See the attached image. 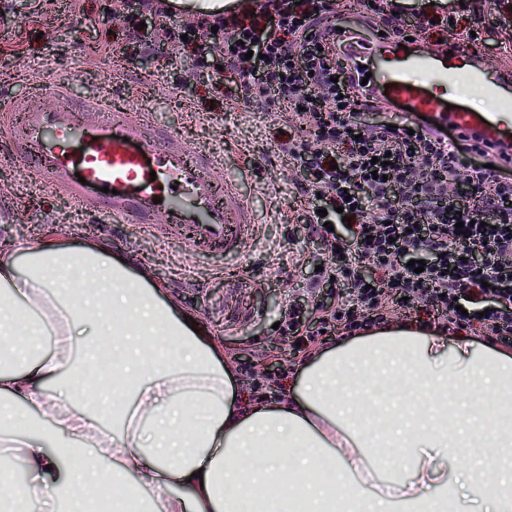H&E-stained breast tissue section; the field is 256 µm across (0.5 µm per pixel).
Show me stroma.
Masks as SVG:
<instances>
[{
    "label": "stroma",
    "instance_id": "1",
    "mask_svg": "<svg viewBox=\"0 0 512 512\" xmlns=\"http://www.w3.org/2000/svg\"><path fill=\"white\" fill-rule=\"evenodd\" d=\"M112 0H0V84L24 97L59 77L72 83V98L117 100L151 113L157 126L178 132L198 151H221L229 174L250 193L260 224L258 242L238 260L224 262L190 254L177 244L126 233L98 223L42 183L30 179L0 144V241L56 236L77 250L103 241L127 250L135 264L148 267L166 285L196 326L224 345L234 367L238 395L249 403L245 372L257 353L282 359L267 366L269 376H294L308 353L291 355L275 328L287 305L311 308L332 303L337 285L317 284L315 267L328 258L326 246L308 229L307 213L295 188L300 166L274 136L275 116L244 111L237 75L210 74L193 55L169 60L167 53L142 56L124 39L127 17L112 13ZM500 17L489 5L473 2L460 29L479 30L473 46L489 64L504 57L493 28Z\"/></svg>",
    "mask_w": 512,
    "mask_h": 512
}]
</instances>
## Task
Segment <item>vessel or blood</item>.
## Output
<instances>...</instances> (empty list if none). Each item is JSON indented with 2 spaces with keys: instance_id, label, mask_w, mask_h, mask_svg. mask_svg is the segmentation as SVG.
I'll return each instance as SVG.
<instances>
[{
  "instance_id": "b4317fda",
  "label": "vessel or blood",
  "mask_w": 512,
  "mask_h": 512,
  "mask_svg": "<svg viewBox=\"0 0 512 512\" xmlns=\"http://www.w3.org/2000/svg\"><path fill=\"white\" fill-rule=\"evenodd\" d=\"M353 30L344 49L357 78L406 122L444 126L481 138L512 156V68H489L466 46L425 50L380 36L336 17ZM482 85L488 106L468 105L459 79ZM70 82L59 78L32 98L0 89V138L15 141L31 177L68 198L75 208L100 211L128 230L178 240L184 250L241 255L255 239V213L224 170L223 161L191 150L182 137L156 129L144 112L93 101H70Z\"/></svg>"
}]
</instances>
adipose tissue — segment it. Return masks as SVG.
Here are the masks:
<instances>
[{
    "label": "adipose tissue",
    "mask_w": 512,
    "mask_h": 512,
    "mask_svg": "<svg viewBox=\"0 0 512 512\" xmlns=\"http://www.w3.org/2000/svg\"><path fill=\"white\" fill-rule=\"evenodd\" d=\"M369 380L384 398L363 396ZM1 462L27 475L0 482L6 512H84L136 475L163 512H446L472 486L512 512V348L375 328L319 349L284 401L246 407L220 344L123 251L14 238L0 246Z\"/></svg>",
    "instance_id": "obj_1"
}]
</instances>
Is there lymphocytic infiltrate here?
I'll list each match as a JSON object with an SVG mask.
<instances>
[{"label": "lymphocytic infiltrate", "instance_id": "lymphocytic-infiltrate-1", "mask_svg": "<svg viewBox=\"0 0 512 512\" xmlns=\"http://www.w3.org/2000/svg\"><path fill=\"white\" fill-rule=\"evenodd\" d=\"M359 3L400 43L426 38L432 27H408L391 0ZM112 8L161 17L150 42L128 27L141 53L165 46L193 54L200 68L222 65L237 75L248 103L294 119L297 133L282 148L307 172L301 202L311 211L312 234L331 252L318 277L336 280L342 291L318 305L311 321L300 305L288 306L278 327L283 341L306 349L327 334H360L383 323L400 298L422 308L439 331L475 319L488 338L512 340V172L493 169L497 150L477 139L457 138L448 149L439 131L359 122L358 113L383 106L360 97L336 49L332 0H264L253 13L180 25L167 21L168 0H114ZM456 181L470 187L467 202L450 203L448 186ZM322 203L342 207L352 222L346 236L326 229ZM474 248L483 254L478 267L466 260ZM417 253L430 257L420 273L407 264Z\"/></svg>", "mask_w": 512, "mask_h": 512}]
</instances>
